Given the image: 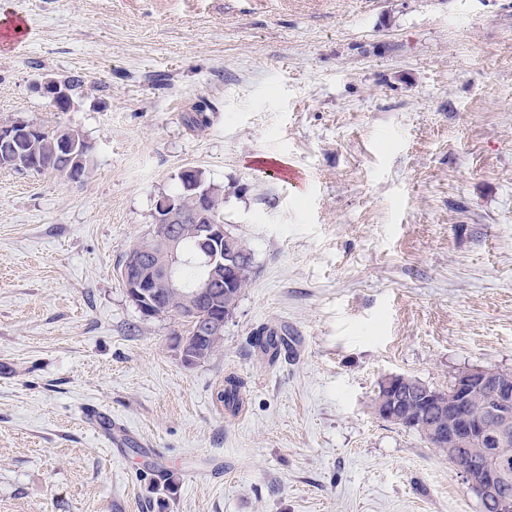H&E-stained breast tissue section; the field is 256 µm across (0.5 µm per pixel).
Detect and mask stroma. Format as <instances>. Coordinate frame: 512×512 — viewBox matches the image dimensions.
Wrapping results in <instances>:
<instances>
[{
	"instance_id": "1",
	"label": "stroma",
	"mask_w": 512,
	"mask_h": 512,
	"mask_svg": "<svg viewBox=\"0 0 512 512\" xmlns=\"http://www.w3.org/2000/svg\"><path fill=\"white\" fill-rule=\"evenodd\" d=\"M5 3L28 34L0 48V122L94 150L78 182L0 169V512H481L373 399L512 372V0ZM75 76L65 112L35 88ZM189 168L254 256L192 367L119 278ZM404 375H389L381 379V398L378 415L386 420L393 421L398 411L405 403L409 404L410 396L404 388Z\"/></svg>"
}]
</instances>
